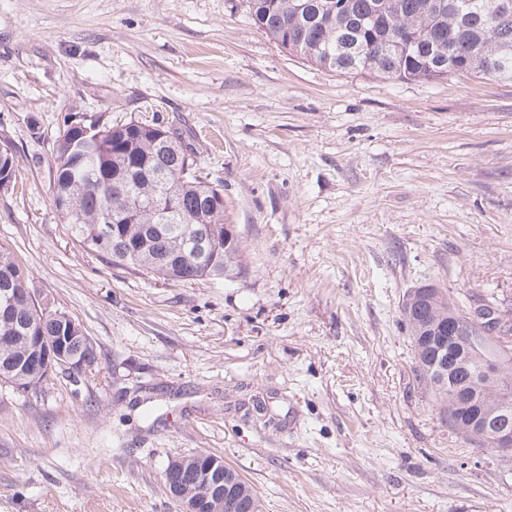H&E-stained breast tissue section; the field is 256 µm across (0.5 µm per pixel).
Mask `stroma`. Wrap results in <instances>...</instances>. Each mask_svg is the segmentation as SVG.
I'll list each match as a JSON object with an SVG mask.
<instances>
[{
	"label": "stroma",
	"instance_id": "1",
	"mask_svg": "<svg viewBox=\"0 0 512 512\" xmlns=\"http://www.w3.org/2000/svg\"><path fill=\"white\" fill-rule=\"evenodd\" d=\"M182 131L222 178L243 270L165 281L82 250L52 204L60 129ZM0 246L97 363L0 383V512H180L169 461L222 459L261 512H512V460L416 376L413 288L512 304V80L325 69L247 0H0Z\"/></svg>",
	"mask_w": 512,
	"mask_h": 512
}]
</instances>
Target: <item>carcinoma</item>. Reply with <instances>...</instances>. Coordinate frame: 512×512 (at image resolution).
Wrapping results in <instances>:
<instances>
[{
  "label": "carcinoma",
  "instance_id": "obj_1",
  "mask_svg": "<svg viewBox=\"0 0 512 512\" xmlns=\"http://www.w3.org/2000/svg\"><path fill=\"white\" fill-rule=\"evenodd\" d=\"M326 0H249L251 18L259 30L304 60L339 71H359L378 77L406 81H433L449 75L512 79V0H469L463 11L448 7L439 14L425 8L427 0H340L342 8L330 15ZM359 33L358 55L339 50L343 34ZM96 123L90 118L74 120L59 132L54 146V167L50 175L53 206L61 223L87 252L112 266L178 283L230 278L242 268L237 237L226 241L230 225L224 223V183L196 174L197 159L187 168H177L171 154L153 153L159 126L130 121L107 124L100 137H81L79 125ZM166 171L171 178L168 194L156 186L154 174ZM18 160L13 150L0 146V177L16 182ZM135 211L137 221L123 223L118 213ZM112 212L113 233L101 237L98 217ZM146 224L153 225L143 231ZM203 225L213 237V257L186 260L183 240L173 226ZM13 254L0 250V289L15 287L9 296L0 293V308H11L8 321L0 320V367L21 366L28 358L29 336L49 341L65 337L66 351L74 354L73 370L81 371L82 360L93 364L95 348L81 325L50 303L35 315L26 293L27 282ZM432 303L417 317L423 325L405 320L412 342L425 336L424 327L448 322V294L433 287ZM487 320L475 322L462 309L457 332L448 333V352L471 342L480 355L495 358L503 341L495 332L498 323L509 325L512 310L491 302L480 304ZM36 321L34 332L28 325ZM417 372L444 412L455 413L448 393V379L426 353L415 354ZM182 475L183 490L195 489L193 456L168 463Z\"/></svg>",
  "mask_w": 512,
  "mask_h": 512
}]
</instances>
